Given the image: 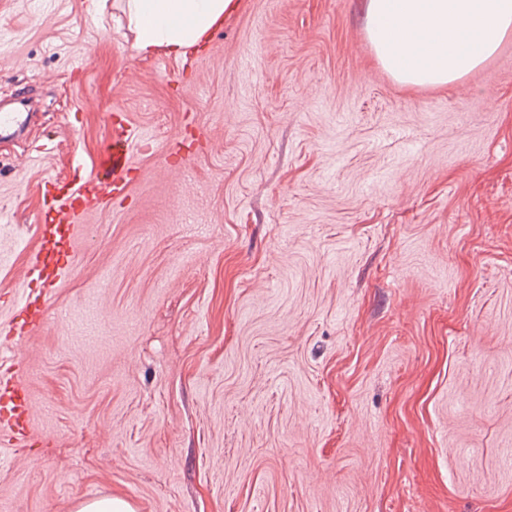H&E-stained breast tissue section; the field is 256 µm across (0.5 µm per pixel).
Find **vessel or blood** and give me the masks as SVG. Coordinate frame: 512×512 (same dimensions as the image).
<instances>
[{
	"label": "vessel or blood",
	"instance_id": "obj_1",
	"mask_svg": "<svg viewBox=\"0 0 512 512\" xmlns=\"http://www.w3.org/2000/svg\"><path fill=\"white\" fill-rule=\"evenodd\" d=\"M137 133L129 120L114 122L111 140L96 175L64 183L59 195L42 200L51 213V223L41 225L39 245L31 254L27 274L41 291L56 287L75 267V241L80 218L103 200L125 193L134 167L128 148ZM29 425L28 390L18 374L0 379V440H26Z\"/></svg>",
	"mask_w": 512,
	"mask_h": 512
}]
</instances>
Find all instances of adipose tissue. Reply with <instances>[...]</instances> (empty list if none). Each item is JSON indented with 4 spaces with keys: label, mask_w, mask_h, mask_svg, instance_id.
<instances>
[{
    "label": "adipose tissue",
    "mask_w": 512,
    "mask_h": 512,
    "mask_svg": "<svg viewBox=\"0 0 512 512\" xmlns=\"http://www.w3.org/2000/svg\"><path fill=\"white\" fill-rule=\"evenodd\" d=\"M238 7L237 0H126L134 48L146 56L156 50L181 56L202 45Z\"/></svg>",
    "instance_id": "obj_1"
}]
</instances>
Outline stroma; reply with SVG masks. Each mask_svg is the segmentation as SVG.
<instances>
[{"label":"stroma","mask_w":512,"mask_h":512,"mask_svg":"<svg viewBox=\"0 0 512 512\" xmlns=\"http://www.w3.org/2000/svg\"><path fill=\"white\" fill-rule=\"evenodd\" d=\"M367 2L240 0L189 67L121 0H0V327L42 197L147 143L15 350L0 512H512V34L404 85ZM17 361L9 367L11 375L0 382V444L26 440L29 425L28 390L17 374ZM78 512H134V509L123 498L104 497L81 503Z\"/></svg>","instance_id":"35a3bbf8"}]
</instances>
